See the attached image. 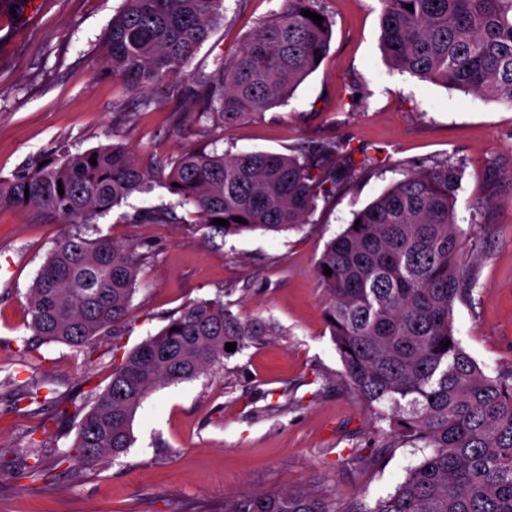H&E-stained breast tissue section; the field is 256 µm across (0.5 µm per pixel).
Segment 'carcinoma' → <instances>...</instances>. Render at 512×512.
<instances>
[{
  "mask_svg": "<svg viewBox=\"0 0 512 512\" xmlns=\"http://www.w3.org/2000/svg\"><path fill=\"white\" fill-rule=\"evenodd\" d=\"M381 3L382 48L392 67L512 105V0ZM306 10L324 17L322 25L302 15ZM223 22L224 0H124L105 35V61L131 88L147 89L189 66ZM332 26L320 0H284L231 55L195 71L201 115L227 127L288 101L326 54ZM374 165L365 152L355 160L354 150L336 139L289 155L202 148L147 166L121 144L58 149L45 165L0 179V205L25 206L73 226L26 294L32 338L83 352L101 336L126 334L138 256L88 232L154 180L164 181L178 205L193 208L200 223L227 236L305 224L319 200ZM461 177V164L448 160L404 173L354 213L318 262L324 315L346 381L376 421L397 426L400 444L420 452L369 512H512V366L482 369L454 333L453 305L480 247L458 224ZM215 218L228 225L213 224ZM257 335L220 299L194 300L121 356L110 383L90 393V405L72 398L63 408L33 381L15 403H52L55 419L79 418L74 444L60 461L101 464L131 447L134 417L151 392L199 378L229 355L225 343L240 352ZM46 447L48 440L31 439L19 463L0 464V474L40 475ZM224 512H336V504L281 490L231 497Z\"/></svg>",
  "mask_w": 512,
  "mask_h": 512,
  "instance_id": "cac0c4a2",
  "label": "carcinoma"
}]
</instances>
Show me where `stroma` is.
<instances>
[{"label": "stroma", "instance_id": "1", "mask_svg": "<svg viewBox=\"0 0 512 512\" xmlns=\"http://www.w3.org/2000/svg\"><path fill=\"white\" fill-rule=\"evenodd\" d=\"M123 0H31L11 14L0 0V178L31 167L59 145L72 152L112 142L139 162L174 160L217 145L289 154L326 138L371 155L375 167L336 197L319 201L308 224L224 237L199 227L162 185L133 194L100 219L99 235L135 248L141 260L128 332L93 352L59 343L26 347V293L70 225L0 206V379L46 381L63 398H86L112 377L113 349L130 351L168 315L222 297L260 332L242 352L199 380L152 392L133 422L135 440L110 462L62 473L58 453L75 431L58 426L39 478L0 477V512H224L235 494L301 489L369 512L416 459L378 430L348 388L324 319L316 268L327 243L401 177L433 162H461L456 210L481 238L472 289L455 302L457 340L489 372L512 364V106L422 81L393 69L380 43V0H322L334 21L320 65L288 103L232 127L198 118L179 74L134 90L104 61V32ZM283 0H224L225 20L198 50L211 67L279 11ZM485 215L471 221L473 201ZM174 206L177 221L140 220ZM17 386L0 389V462L12 464L42 438L51 407L15 408Z\"/></svg>", "mask_w": 512, "mask_h": 512}]
</instances>
